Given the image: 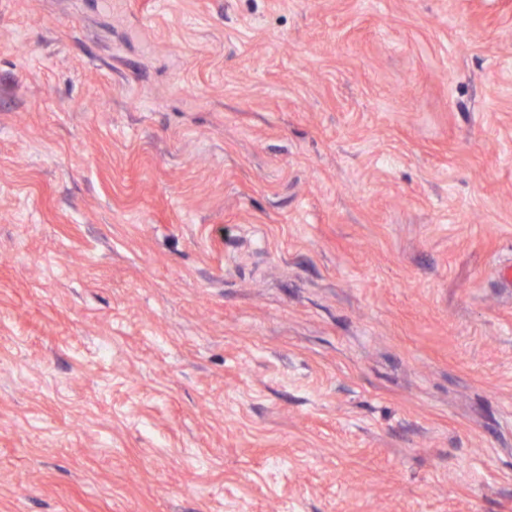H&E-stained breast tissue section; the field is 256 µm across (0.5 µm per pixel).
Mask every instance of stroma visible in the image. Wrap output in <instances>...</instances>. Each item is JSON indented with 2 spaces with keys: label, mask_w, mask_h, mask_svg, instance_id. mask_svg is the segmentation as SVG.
Instances as JSON below:
<instances>
[{
  "label": "stroma",
  "mask_w": 512,
  "mask_h": 512,
  "mask_svg": "<svg viewBox=\"0 0 512 512\" xmlns=\"http://www.w3.org/2000/svg\"><path fill=\"white\" fill-rule=\"evenodd\" d=\"M512 0H0V512H512Z\"/></svg>",
  "instance_id": "1"
}]
</instances>
